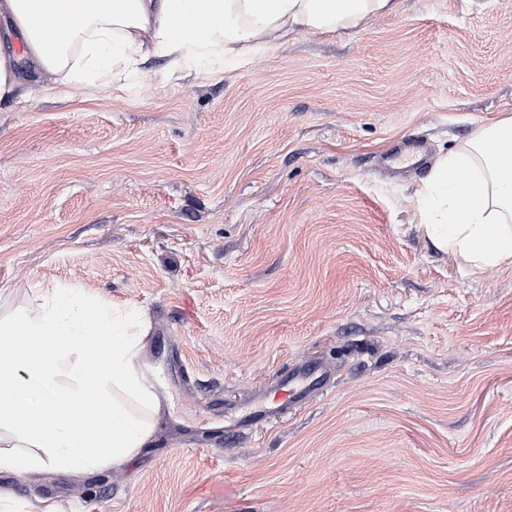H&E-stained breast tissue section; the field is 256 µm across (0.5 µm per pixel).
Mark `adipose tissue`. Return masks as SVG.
<instances>
[{"instance_id": "adipose-tissue-1", "label": "adipose tissue", "mask_w": 512, "mask_h": 512, "mask_svg": "<svg viewBox=\"0 0 512 512\" xmlns=\"http://www.w3.org/2000/svg\"><path fill=\"white\" fill-rule=\"evenodd\" d=\"M393 0H0L22 54L0 47V101L26 97L25 72L71 95L163 58L164 80L243 65L308 31L355 30ZM421 228L471 273L512 266V117L480 126L417 192ZM146 315L85 288H32L0 314V472L80 476L127 465L162 408L141 364ZM40 394L18 400L22 381Z\"/></svg>"}]
</instances>
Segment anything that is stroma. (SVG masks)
Listing matches in <instances>:
<instances>
[{
    "label": "stroma",
    "instance_id": "35a3bbf8",
    "mask_svg": "<svg viewBox=\"0 0 512 512\" xmlns=\"http://www.w3.org/2000/svg\"><path fill=\"white\" fill-rule=\"evenodd\" d=\"M0 102V292L143 307L165 404L131 464L0 473L62 512H512V266L471 274L419 227L431 157L512 116V0H397L250 65ZM312 401L204 437L289 368ZM388 159L392 164L409 162L417 170L427 165L429 152L423 140L409 136L400 142Z\"/></svg>",
    "mask_w": 512,
    "mask_h": 512
}]
</instances>
